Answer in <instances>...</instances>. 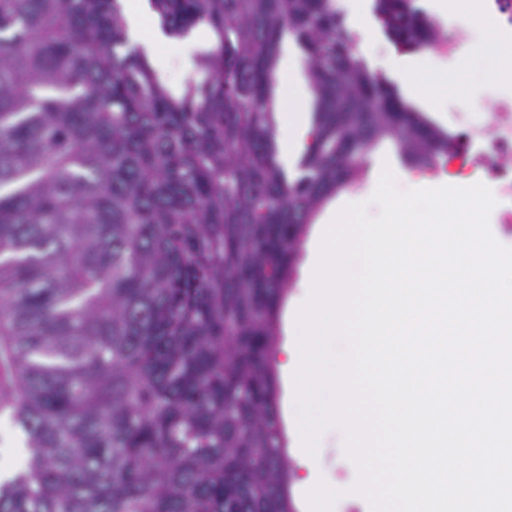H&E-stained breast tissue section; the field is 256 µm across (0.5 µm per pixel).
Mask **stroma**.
<instances>
[{
	"label": "stroma",
	"instance_id": "1",
	"mask_svg": "<svg viewBox=\"0 0 512 512\" xmlns=\"http://www.w3.org/2000/svg\"><path fill=\"white\" fill-rule=\"evenodd\" d=\"M373 5L374 0H338L344 25L352 36L353 53L366 63L372 73L385 78L408 104L424 112L443 128L467 124L476 102L492 103L512 97V78L493 73L491 60L478 51L488 35L487 29L482 27L468 30L466 36L456 43L458 49L466 47L470 50L468 90L463 93L451 90L438 98L419 94L417 79L426 66L427 53L397 50L383 34L377 20H374ZM386 166L400 170L404 164L390 146L384 145L371 155L362 185L358 189L339 193L333 198V205H340L343 200L359 194L372 196L381 170ZM324 441L327 450L323 469L346 489L344 498L338 503L339 512H368L367 502L357 499L353 491L357 482L356 473L335 449V433H326ZM27 457L23 432L14 424L10 414L0 412V468L7 471L19 469Z\"/></svg>",
	"mask_w": 512,
	"mask_h": 512
}]
</instances>
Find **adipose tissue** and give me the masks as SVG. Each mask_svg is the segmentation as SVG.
I'll return each mask as SVG.
<instances>
[{
  "mask_svg": "<svg viewBox=\"0 0 512 512\" xmlns=\"http://www.w3.org/2000/svg\"><path fill=\"white\" fill-rule=\"evenodd\" d=\"M121 5L130 42L150 49L162 41L149 0H121ZM275 80L279 97L278 160L288 169L297 162L309 133L311 89L300 64L285 50L277 58Z\"/></svg>",
  "mask_w": 512,
  "mask_h": 512,
  "instance_id": "1",
  "label": "adipose tissue"
}]
</instances>
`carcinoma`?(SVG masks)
<instances>
[{"mask_svg": "<svg viewBox=\"0 0 512 512\" xmlns=\"http://www.w3.org/2000/svg\"><path fill=\"white\" fill-rule=\"evenodd\" d=\"M209 28L173 95L120 0H0V393L27 439L0 512H294L272 361L311 224L370 155L449 134L352 53L336 0H151ZM388 38L445 41L416 0ZM304 50L310 143L278 161L279 45Z\"/></svg>", "mask_w": 512, "mask_h": 512, "instance_id": "obj_1", "label": "carcinoma"}]
</instances>
